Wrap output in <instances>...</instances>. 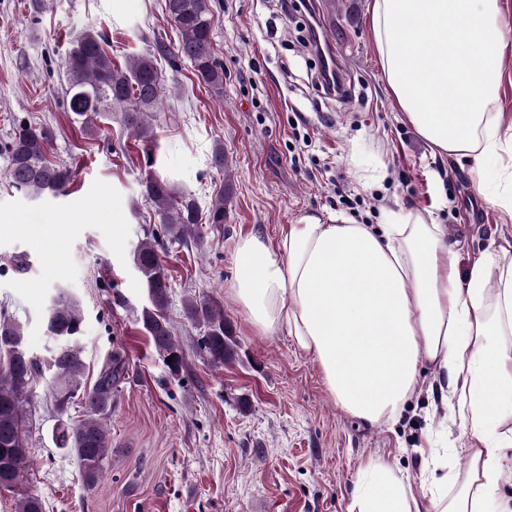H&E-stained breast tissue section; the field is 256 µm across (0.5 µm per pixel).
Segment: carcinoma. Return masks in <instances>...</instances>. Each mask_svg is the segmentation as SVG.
<instances>
[{"instance_id":"obj_1","label":"carcinoma","mask_w":512,"mask_h":512,"mask_svg":"<svg viewBox=\"0 0 512 512\" xmlns=\"http://www.w3.org/2000/svg\"><path fill=\"white\" fill-rule=\"evenodd\" d=\"M164 9L180 34L177 57L188 61L199 83L220 91L224 86V68L214 55L212 45L213 14L209 0H164ZM107 36L93 28L76 37L64 63L67 111L80 117L81 124L94 130L96 119L112 118L120 113V123L142 142L149 166L156 164V139L149 122L160 109L164 80L158 58L169 56L166 45L130 58L122 67L112 61L105 49ZM50 133L43 127L19 124L4 146L8 158V176L12 186L32 199L53 196L66 189L71 172L49 157ZM143 196L152 204L164 235L174 244H186L199 224V209L187 192H178L165 178L147 174L141 181ZM232 189L225 186L209 209L211 224L224 223ZM134 263L144 279L149 306L142 309L139 321L155 350L172 362L167 367L173 376L180 374L183 351L168 317L170 284L162 264L156 239L141 241L134 250ZM185 319L199 329L198 348L215 367L235 360L237 342L231 325L224 320V309L210 297L184 300ZM82 311L79 301L66 289L57 288L51 299L46 329L55 341L49 356L31 355L23 328L15 320L0 316V474L11 473L9 492L18 493V485L31 468L24 426L26 413L33 407L37 382L50 375V395L61 415L79 401L85 418L77 424L60 422L53 430L57 448L75 453L87 485H96L109 462L112 433L106 423L112 396L124 377V365L116 357L109 359L92 386L84 380L86 364L82 336ZM15 512H43L38 496L19 493Z\"/></svg>"}]
</instances>
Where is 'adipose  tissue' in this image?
<instances>
[{"mask_svg": "<svg viewBox=\"0 0 512 512\" xmlns=\"http://www.w3.org/2000/svg\"><path fill=\"white\" fill-rule=\"evenodd\" d=\"M370 36L391 95L433 153L468 160L479 192L512 214V125L496 110L505 60L501 0H372ZM232 292L252 326L286 331L347 414L395 423L429 369L457 398L473 441L460 489L433 458L427 502L390 460L358 470L348 512H512V257L460 274L443 225L385 206L377 224L305 215L277 241H236Z\"/></svg>", "mask_w": 512, "mask_h": 512, "instance_id": "obj_1", "label": "adipose tissue"}]
</instances>
